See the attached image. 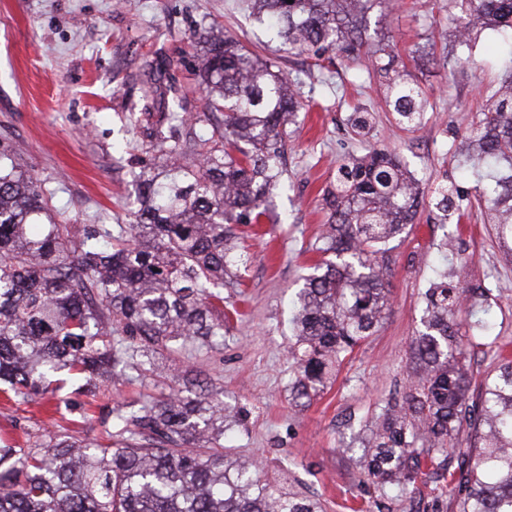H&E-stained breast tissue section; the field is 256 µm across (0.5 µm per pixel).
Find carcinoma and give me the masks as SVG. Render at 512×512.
Here are the masks:
<instances>
[{
	"label": "carcinoma",
	"mask_w": 512,
	"mask_h": 512,
	"mask_svg": "<svg viewBox=\"0 0 512 512\" xmlns=\"http://www.w3.org/2000/svg\"><path fill=\"white\" fill-rule=\"evenodd\" d=\"M451 5L459 51L442 52L446 64L470 63L484 30H512V0ZM246 7L288 53L312 56L321 70L333 63L330 52L365 56L396 124L417 132L428 123L425 91L395 65L385 35L367 26L368 14L390 10L391 0H247ZM196 40L204 111L189 116L166 104L165 95L178 94V62L169 58L158 63L165 92L149 90L141 111L130 113L148 151L163 160L131 171L138 185L131 223L75 233L51 214L38 179L0 152V390L7 397L28 402L64 369L88 391L105 376L119 384L154 372L167 356L224 341L221 289L240 286L232 268L247 262L237 252L239 227L270 218V196L285 189L286 126L297 123L303 103L279 61L206 29ZM190 122L211 131L186 137ZM349 122L366 135L371 114L358 109ZM456 152L492 170L476 192L487 223L509 243L511 73ZM455 198L444 183L428 204L446 221L459 209ZM423 201L419 180L394 151L337 161L323 194L328 224L316 248L323 259L297 293L296 408L382 324L390 307L387 245L414 223ZM484 294L451 270L424 293L405 398L376 414L358 459L383 499L433 478L435 500L449 497L456 512H512V357L498 355L479 399L468 397L472 355L495 344L493 322L479 308ZM196 386L190 395L115 405L105 443L54 432L28 448L0 445V512H322L321 503L262 478L256 465L226 460L224 422L234 408L206 382ZM464 426L471 435L463 448L455 439Z\"/></svg>",
	"instance_id": "carcinoma-1"
}]
</instances>
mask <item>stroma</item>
<instances>
[{
	"instance_id": "35a3bbf8",
	"label": "stroma",
	"mask_w": 512,
	"mask_h": 512,
	"mask_svg": "<svg viewBox=\"0 0 512 512\" xmlns=\"http://www.w3.org/2000/svg\"><path fill=\"white\" fill-rule=\"evenodd\" d=\"M379 25L391 31L394 55L410 65L433 107L423 131L395 125L377 84L358 65L322 74L310 71L307 56L279 55L277 43L248 19L244 0H0V150L20 153L24 167L50 191L59 221L76 228L130 221L122 201L133 190L132 170L147 155L126 116L140 105L143 73L158 54L180 63L184 111H203L193 32L211 27L250 50L281 56L282 68L302 80L311 105L299 125L287 128L288 192L270 197V219L243 228L249 261L241 286L224 291V310L232 318L223 343L171 356L153 376L124 383L115 393L78 392L65 373L56 377L57 390L25 404L0 393L1 441L24 448L58 430L104 440L115 402L161 397L176 390L178 378L201 371L225 402L242 411L240 423L226 432L231 456L256 460L263 473L319 501L324 512H350L370 495L349 450L358 447L375 408L404 391L423 294L456 250L471 258L462 274L465 285L487 290L483 306L494 316L498 337L495 352L479 349L472 358L469 393L477 395L496 353L512 355V260L500 249L493 225L471 207L460 221L445 224L429 210L420 212L392 244L390 309L381 327L341 363L334 382L308 407L291 403L292 301L321 259L322 192L337 159L371 146L395 147L423 189L446 181L473 198L477 177L450 145L485 105L512 49L503 35L488 30L474 64L452 72L439 64L413 65L411 52L419 43L450 30L448 0H395ZM357 107L372 115L364 137L348 122ZM277 214L287 223H273ZM446 239L452 250L442 248Z\"/></svg>"
}]
</instances>
